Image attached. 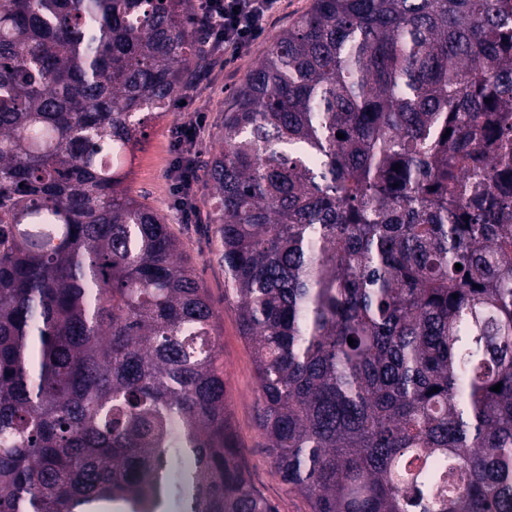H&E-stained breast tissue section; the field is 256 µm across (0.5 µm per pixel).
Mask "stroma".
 Listing matches in <instances>:
<instances>
[{"label":"stroma","mask_w":512,"mask_h":512,"mask_svg":"<svg viewBox=\"0 0 512 512\" xmlns=\"http://www.w3.org/2000/svg\"><path fill=\"white\" fill-rule=\"evenodd\" d=\"M310 4L311 0H280L265 33L247 52L236 57L220 52L210 54L206 75L182 92L167 117L149 123L144 140L124 166L126 184L132 195L165 215L184 255L195 265L217 313L220 363L244 464L252 483L277 512H310V505L303 496L289 492L273 475L263 452L264 440L256 422L258 387L251 350L240 336L234 311L224 304V267L216 254L215 227L209 222L210 187L205 177H197L194 185L196 211L190 220H182L174 204L170 135L177 122L195 116L201 122L196 160L206 161L232 91L262 60L275 34L306 13Z\"/></svg>","instance_id":"stroma-1"}]
</instances>
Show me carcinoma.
I'll list each match as a JSON object with an SVG mask.
<instances>
[{"label":"carcinoma","instance_id":"carcinoma-1","mask_svg":"<svg viewBox=\"0 0 512 512\" xmlns=\"http://www.w3.org/2000/svg\"><path fill=\"white\" fill-rule=\"evenodd\" d=\"M207 25L194 0H0V512H277L206 289L119 163ZM207 176L288 491L512 512V0H312Z\"/></svg>","mask_w":512,"mask_h":512}]
</instances>
